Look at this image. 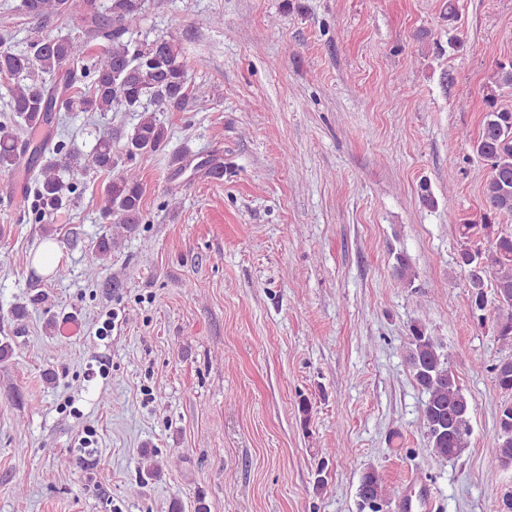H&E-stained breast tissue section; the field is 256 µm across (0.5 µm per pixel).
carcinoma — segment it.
Here are the masks:
<instances>
[{"label": "carcinoma", "instance_id": "cac0c4a2", "mask_svg": "<svg viewBox=\"0 0 512 512\" xmlns=\"http://www.w3.org/2000/svg\"><path fill=\"white\" fill-rule=\"evenodd\" d=\"M147 0H21L23 14L33 20L70 19L85 34L107 44L89 65L77 66L87 53L88 41L71 32L41 33L24 52H17L8 34L0 35V74L15 79L9 91L8 113L0 120V174L36 171L35 215L44 219L73 202L77 183L67 175L90 168L116 166L112 155V124L95 128V144L88 154L62 140L46 137L33 148L19 143L23 132L51 124L50 108L60 100L62 112H138L140 118L123 133L130 160L158 151L167 140V129L156 113L144 106L148 100L163 112L184 110L204 101L205 92H188L187 64L173 33L140 43L130 31L131 22ZM486 86L484 112L478 134L470 140L472 151L486 162L490 174L483 189L480 221L457 223L461 240L457 263L469 288L470 320L482 326L494 323L497 341L512 350V230L495 224L512 215V109L498 105L496 91L512 88V57L495 62ZM143 183L134 167L122 169L100 197V216L110 224L109 233L94 246V256L112 255L117 241L133 234L144 219ZM394 276L412 282L415 272L403 254L394 257ZM410 331L409 363L418 387L426 394L423 426L426 447L437 459L457 456L471 435V404L458 377L448 366L438 339L418 324ZM495 385L509 399L497 411V461L512 465V354L492 365ZM359 506L368 512H384L390 491L375 469L363 472L358 490Z\"/></svg>", "mask_w": 512, "mask_h": 512}]
</instances>
